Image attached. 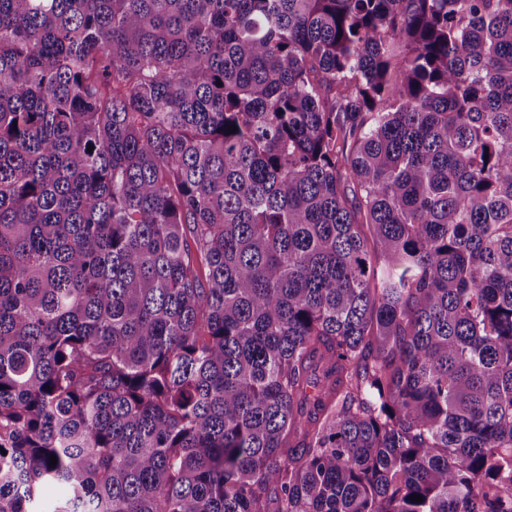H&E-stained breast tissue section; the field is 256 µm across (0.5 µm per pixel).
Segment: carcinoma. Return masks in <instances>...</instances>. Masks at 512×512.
<instances>
[{
	"label": "carcinoma",
	"mask_w": 512,
	"mask_h": 512,
	"mask_svg": "<svg viewBox=\"0 0 512 512\" xmlns=\"http://www.w3.org/2000/svg\"><path fill=\"white\" fill-rule=\"evenodd\" d=\"M61 482L512 512V0H0V512Z\"/></svg>",
	"instance_id": "cac0c4a2"
}]
</instances>
